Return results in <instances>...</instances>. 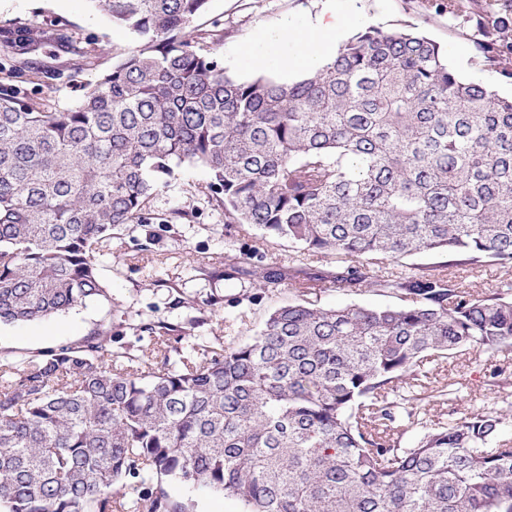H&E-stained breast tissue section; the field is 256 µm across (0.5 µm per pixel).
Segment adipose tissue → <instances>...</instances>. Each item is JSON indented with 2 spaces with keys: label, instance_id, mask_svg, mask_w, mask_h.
<instances>
[{
  "label": "adipose tissue",
  "instance_id": "obj_1",
  "mask_svg": "<svg viewBox=\"0 0 512 512\" xmlns=\"http://www.w3.org/2000/svg\"><path fill=\"white\" fill-rule=\"evenodd\" d=\"M344 27L332 6L302 24L284 22L274 30L261 31L250 48V59L260 65L274 63L285 74L312 71L332 57L335 41Z\"/></svg>",
  "mask_w": 512,
  "mask_h": 512
}]
</instances>
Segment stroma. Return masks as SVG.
Returning a JSON list of instances; mask_svg holds the SVG:
<instances>
[{
  "mask_svg": "<svg viewBox=\"0 0 512 512\" xmlns=\"http://www.w3.org/2000/svg\"><path fill=\"white\" fill-rule=\"evenodd\" d=\"M347 6V0H336V11L345 15L349 33L369 26L418 27L447 47L448 62L460 76L501 96L512 95V81L472 62L459 21L444 14L425 16L416 0H361L353 13ZM321 7L322 0H209L206 12L186 36L194 39L222 32L218 54L229 75L274 78L278 75L275 67L258 70L247 59L257 31L278 27L286 20L303 22ZM26 26L64 27L74 47L67 50L45 44L8 60L0 57V85L16 86L21 95L51 112L74 109L86 87L135 45L133 36L113 27L92 0H0V37ZM211 181L205 167H177L174 177L160 184L151 197L147 220L128 225L110 246L100 250L98 265L106 297L42 320L0 324V353L36 355L108 327L116 333L119 346L148 358L152 347L139 340L138 328L157 319L178 328L201 319L194 333L208 342L227 335L241 342L249 339L267 315L292 295L285 288L263 291L246 279H224L225 252L246 254L257 270L287 268L297 252L288 242L225 223L223 213L211 202ZM177 210L185 212L186 218L171 222ZM493 362L512 368V349L491 357L460 355L436 365L433 374L438 380L459 382L461 400L455 407L434 408L433 418L448 420L455 408L512 406L511 387L499 391L487 384V368ZM167 490L173 498L190 503L193 512H244L238 500L201 485L173 482Z\"/></svg>",
  "mask_w": 512,
  "mask_h": 512,
  "instance_id": "stroma-1",
  "label": "stroma"
}]
</instances>
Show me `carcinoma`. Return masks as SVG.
Here are the masks:
<instances>
[{
	"mask_svg": "<svg viewBox=\"0 0 512 512\" xmlns=\"http://www.w3.org/2000/svg\"><path fill=\"white\" fill-rule=\"evenodd\" d=\"M91 2L135 46L75 109L0 87V322L106 296L96 251L184 163L210 171L224 223L334 260L338 292L400 304L325 308L301 267L257 277L231 251L224 278L293 293L244 342L185 355L171 342L188 330L157 320L140 332L158 367L99 332L0 355V512H190L173 480L247 512H512V410L435 421L457 390H427L425 368L512 347V280L478 292L449 273L512 266V98L404 27L358 31L294 83L240 80L219 40L184 36L209 0ZM420 7L468 25L477 63L512 79V0ZM46 43L70 47L37 27L0 47ZM424 252L443 260L383 271Z\"/></svg>",
	"mask_w": 512,
	"mask_h": 512,
	"instance_id": "obj_1",
	"label": "carcinoma"
}]
</instances>
